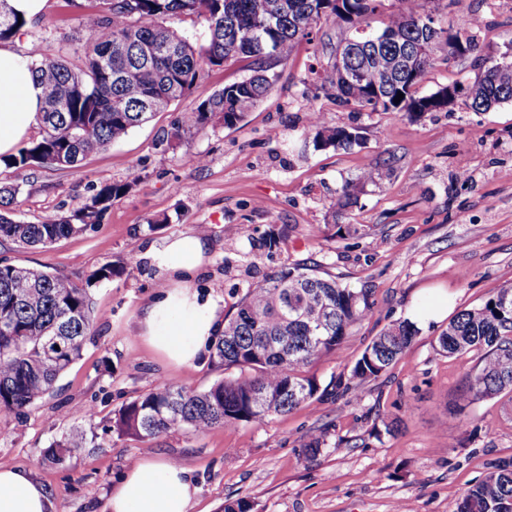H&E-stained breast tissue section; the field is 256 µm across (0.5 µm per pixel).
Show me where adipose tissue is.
<instances>
[{
  "label": "adipose tissue",
  "mask_w": 512,
  "mask_h": 512,
  "mask_svg": "<svg viewBox=\"0 0 512 512\" xmlns=\"http://www.w3.org/2000/svg\"><path fill=\"white\" fill-rule=\"evenodd\" d=\"M42 89L10 45H0V155L37 123ZM207 250L204 235L171 240L162 252V266L174 287L165 298L145 308L140 324L146 339L179 364L194 362L214 336L224 330L215 307L187 288L192 271ZM197 488L182 465L146 457L134 463L108 501L109 512H190ZM0 512H54L46 487L31 472L0 466Z\"/></svg>",
  "instance_id": "obj_1"
}]
</instances>
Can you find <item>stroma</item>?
<instances>
[{"label": "stroma", "instance_id": "1", "mask_svg": "<svg viewBox=\"0 0 512 512\" xmlns=\"http://www.w3.org/2000/svg\"><path fill=\"white\" fill-rule=\"evenodd\" d=\"M425 13L447 23L456 12L477 16L479 48L449 59L446 45L418 91L467 88L512 48V0H423ZM76 0H46L42 13L10 40L21 55L63 52L86 32ZM347 25L322 19L288 59L272 63L275 82L243 121L205 130L180 125L183 113L225 85L248 77L239 58L209 66L169 111L74 167L17 169L0 162V186L17 187L15 221L70 214L101 186L128 184L102 223L35 249L0 246V263L60 272L78 284L109 264L117 274L92 289L94 332L52 395L23 413H0V466H22L50 492L54 512H108L112 489L129 466L149 455L189 472L198 492L191 512H223L244 499L252 512H457L464 492L490 464L512 460V411L502 400H468L478 352L446 356L437 336L447 320L421 324L390 370L363 389H337L371 340L411 308L447 299L449 314L480 305L512 281V101L487 112L464 99L415 117L337 105L325 80L332 44ZM319 111L330 127L357 130L351 149L321 148L306 133ZM203 155L196 164L194 155ZM363 182L355 206L334 212L346 183ZM207 225L210 248L188 286L217 314L233 316L247 289L265 276L303 264L365 292L374 314L346 337L341 355L313 363L319 391L293 411L204 433L168 432L137 440L107 432L116 410L160 383L202 391L229 372L201 354L179 365L139 330L142 310L171 283L150 249ZM357 235L341 236L337 225ZM274 236L273 249L250 238ZM95 405L90 420L74 410ZM397 421L395 432L386 425ZM95 438L80 455L54 464L43 453L74 428ZM322 436L315 458L304 451Z\"/></svg>", "mask_w": 512, "mask_h": 512}]
</instances>
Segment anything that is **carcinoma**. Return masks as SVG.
<instances>
[{
	"mask_svg": "<svg viewBox=\"0 0 512 512\" xmlns=\"http://www.w3.org/2000/svg\"><path fill=\"white\" fill-rule=\"evenodd\" d=\"M82 65L42 53L28 66L44 90L39 119L41 137L3 159L18 169L58 166L62 158L73 167L87 155L106 149L159 112L183 98L206 65L220 66L231 58H252L258 69L246 80L215 91L182 124L204 129L214 121L234 126L268 93V47L277 60L288 58L294 45L308 37L322 18L357 29L376 14L383 0H85ZM205 21L208 38L190 42L162 21L173 16ZM18 20L7 0H0V41L15 35ZM475 24L452 21L440 33L469 51L477 48ZM381 30L389 39L376 48L355 34L343 49L346 67L364 70V81L328 79L336 103H355L372 112L413 115L439 110L432 95H417V86L432 64L431 53L442 43L421 23L419 0L402 10L393 0ZM159 44L147 55L143 46ZM423 44L427 53L415 71L410 52ZM400 102H394L397 93ZM468 106L484 112L512 101V64L492 60L467 87ZM316 140L324 148L349 149L360 136L345 128L321 125L318 112L308 113ZM128 191L125 183L102 186L69 215L50 214L36 224H21L7 206L18 189L0 187V245L46 246L101 223L112 202ZM357 203V188L344 187L335 209ZM116 271L106 264L84 285L58 272L0 264V413L33 407L82 354L93 330L89 287L112 281ZM372 316L364 296L324 277L315 269L293 268L265 277L247 289L234 317L211 346V356L239 376L204 391L159 385L129 402L113 417L120 436L151 440L171 430L205 432L218 425L251 422L290 412L314 398L317 379L307 374L321 355L341 354L352 329ZM418 329L409 320L393 324L372 340L355 361L351 379L362 386L385 374L405 353ZM439 351L454 356L480 351V364L469 383L471 399L506 397L512 403V284L497 288L477 307L463 309L438 336ZM84 431L76 429L54 441L44 458L61 463L86 447ZM457 512H512V462L494 466L463 495Z\"/></svg>",
	"mask_w": 512,
	"mask_h": 512,
	"instance_id": "obj_1",
	"label": "carcinoma"
}]
</instances>
